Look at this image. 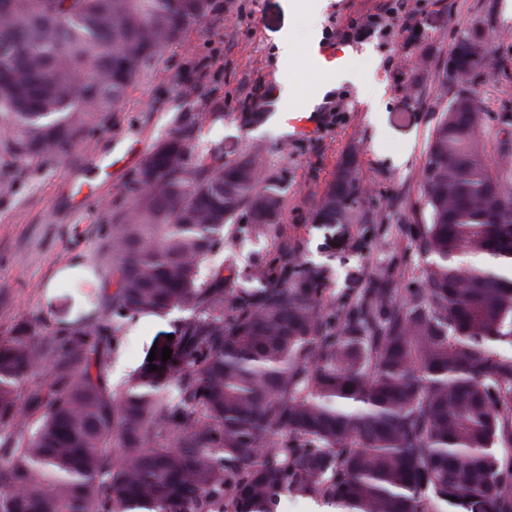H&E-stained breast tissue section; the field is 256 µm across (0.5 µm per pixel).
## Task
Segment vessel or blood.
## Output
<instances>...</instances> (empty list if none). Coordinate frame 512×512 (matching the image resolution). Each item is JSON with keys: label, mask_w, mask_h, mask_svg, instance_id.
<instances>
[{"label": "vessel or blood", "mask_w": 512, "mask_h": 512, "mask_svg": "<svg viewBox=\"0 0 512 512\" xmlns=\"http://www.w3.org/2000/svg\"><path fill=\"white\" fill-rule=\"evenodd\" d=\"M306 57L316 61L319 71L326 73L342 69L345 53L342 44L331 43L323 49L307 52ZM312 93V86L293 83L285 78L268 85L259 110L263 120L283 123L286 129L282 137L283 142L305 139L316 134L319 123L318 112H293L289 109L292 98L308 97Z\"/></svg>", "instance_id": "obj_1"}]
</instances>
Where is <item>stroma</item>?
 Masks as SVG:
<instances>
[{"label":"stroma","instance_id":"35a3bbf8","mask_svg":"<svg viewBox=\"0 0 512 512\" xmlns=\"http://www.w3.org/2000/svg\"><path fill=\"white\" fill-rule=\"evenodd\" d=\"M378 0H328L320 15L322 43L332 27L373 11ZM310 0H217L183 39L166 46L130 87L118 111L85 135L61 161L32 166L0 193V337L22 320L45 323L62 334L102 320L113 292L112 255L105 244L112 213L129 209L130 181L156 142L178 130L185 115L200 118L198 134L219 147L225 160L257 155L262 183L277 184V224L255 237L240 225L205 265L244 273L254 264L287 255L324 273L326 295L336 302L382 276L406 287L416 274L410 236L423 215L419 171L438 103L452 97L437 72L456 37L474 26L512 31V0H424L422 24L409 33L401 58L391 56L388 37L375 32L348 43V66L356 79L328 93L329 105L346 109L343 122L321 120L315 136L288 144L265 124L247 123L254 91L278 77L276 40L282 31L305 49ZM496 63L479 94L488 111L512 107V39L495 51ZM369 78L384 88L380 111H369L358 86ZM220 120H211V113ZM356 154L363 199L378 215L373 224H319L313 215L326 185L349 154ZM184 315L144 316L128 321L111 350L113 390L143 361L147 351L177 335Z\"/></svg>","mask_w":512,"mask_h":512}]
</instances>
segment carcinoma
I'll list each match as a JSON object with an SVG mask.
<instances>
[{
    "mask_svg": "<svg viewBox=\"0 0 512 512\" xmlns=\"http://www.w3.org/2000/svg\"><path fill=\"white\" fill-rule=\"evenodd\" d=\"M213 0H0V192L101 126ZM500 32L462 31L438 72L420 172L413 285L373 280L324 301L285 255L224 287L203 262L241 222L277 223L258 160L204 158L197 120L156 143L108 228L105 323L0 339V512H512V112L478 92ZM468 94L464 110L453 106ZM358 170L323 193L320 224H372ZM188 314L170 359L120 393L107 362L124 321ZM158 370H150V365ZM42 384L24 385L44 366Z\"/></svg>",
    "mask_w": 512,
    "mask_h": 512,
    "instance_id": "carcinoma-1",
    "label": "carcinoma"
}]
</instances>
